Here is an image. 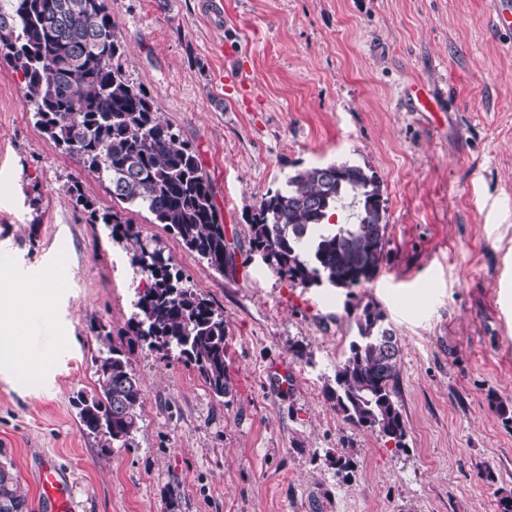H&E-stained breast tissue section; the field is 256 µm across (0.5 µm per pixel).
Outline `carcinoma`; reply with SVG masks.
Masks as SVG:
<instances>
[{"mask_svg":"<svg viewBox=\"0 0 512 512\" xmlns=\"http://www.w3.org/2000/svg\"><path fill=\"white\" fill-rule=\"evenodd\" d=\"M0 5V56L22 73L21 99L54 145L84 169L106 175L112 201L143 209L184 247L224 273L228 248L211 179L179 141L157 102L125 76L122 45L105 0H8ZM354 222H330L345 205ZM387 206L373 171L349 160L288 174L250 215L252 250L268 255L280 278L304 288H356L375 278L387 244ZM112 236L135 242L133 266L150 280L126 326L98 336V389L78 400L82 431L101 448H129L139 431L144 394L130 366L140 347L193 367L212 394L230 393L224 315L189 285L159 248L140 242L116 212L101 215ZM385 314L367 302L357 336L336 365L327 400L344 419L376 429L400 448L406 424L391 393L399 374L397 339ZM0 512H29L28 500L0 461Z\"/></svg>","mask_w":512,"mask_h":512,"instance_id":"obj_1","label":"carcinoma"}]
</instances>
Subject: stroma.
<instances>
[{"label":"stroma","mask_w":512,"mask_h":512,"mask_svg":"<svg viewBox=\"0 0 512 512\" xmlns=\"http://www.w3.org/2000/svg\"><path fill=\"white\" fill-rule=\"evenodd\" d=\"M494 0H107L131 83L210 175L233 263L218 273L145 212L121 211L224 315L232 391L139 349L133 447L102 451L70 400L97 389L101 329L123 327L146 277L113 207L36 126L0 58V238L15 276L66 283L24 338L47 359L0 368V451L30 512L53 457L75 512H500L512 498V30ZM428 86L437 111L409 91ZM351 160L387 200L377 276L345 291L272 274L248 219L295 169ZM79 184L91 209L69 194ZM376 303L397 338L403 447L352 425L325 393ZM346 467H339L337 459Z\"/></svg>","instance_id":"1"}]
</instances>
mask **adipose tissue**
Returning <instances> with one entry per match:
<instances>
[{"label":"adipose tissue","instance_id":"1","mask_svg":"<svg viewBox=\"0 0 512 512\" xmlns=\"http://www.w3.org/2000/svg\"><path fill=\"white\" fill-rule=\"evenodd\" d=\"M65 276L56 272L40 281L37 287L13 280L9 267L0 262V361L12 367L37 371L44 367L43 356L28 350L19 336L28 314L43 318L52 315L53 298L63 288Z\"/></svg>","mask_w":512,"mask_h":512}]
</instances>
